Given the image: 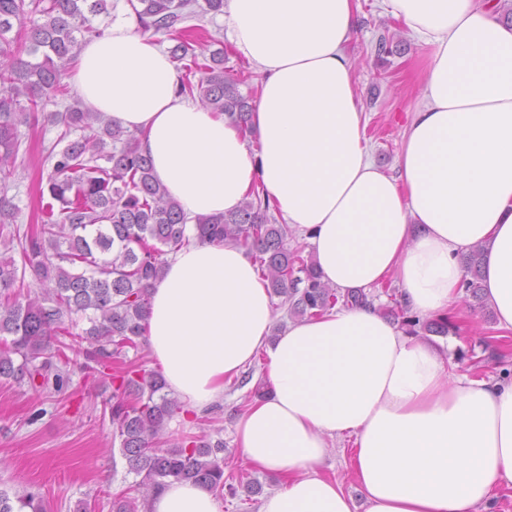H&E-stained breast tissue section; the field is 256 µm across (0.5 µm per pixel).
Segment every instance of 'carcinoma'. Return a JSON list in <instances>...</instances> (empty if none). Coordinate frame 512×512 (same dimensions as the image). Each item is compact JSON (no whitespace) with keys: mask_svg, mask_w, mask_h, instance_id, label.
I'll use <instances>...</instances> for the list:
<instances>
[{"mask_svg":"<svg viewBox=\"0 0 512 512\" xmlns=\"http://www.w3.org/2000/svg\"><path fill=\"white\" fill-rule=\"evenodd\" d=\"M129 2L141 33L165 36L174 42L170 57L191 59L201 73L196 82L181 81L180 91L247 129L253 110L251 96L241 91L247 77L224 67L222 49L198 63L200 45L192 37L191 21L224 13V0ZM106 13L107 0H0V166L17 160L21 127L41 119L63 126L46 156V219L20 234L19 208L8 185L0 187V248L20 247V260H0V379L56 393L76 367L111 379L112 396L103 406L144 490L142 500L112 499V512H141L147 496L170 480L193 481L224 497V439L202 434L160 447L177 400L164 392L160 372L128 358L144 341L149 289L163 276L168 255L192 237L244 245L293 315H322L340 301L348 307L374 302L362 289L337 292L321 279L313 258L288 248V227L274 223L263 188L253 187L236 211L199 216L190 228L136 135L78 100L62 112L45 111L70 93L65 74L82 40L100 34L93 19ZM481 258L478 246L465 255L473 278L462 283L479 305ZM29 276L39 288L22 303ZM384 315L401 319L410 334L422 329L446 336L450 330L445 320L423 321L403 308ZM78 316L89 323L81 333L73 331ZM24 509L44 512L37 495L0 490V512Z\"/></svg>","mask_w":512,"mask_h":512,"instance_id":"cac0c4a2","label":"carcinoma"}]
</instances>
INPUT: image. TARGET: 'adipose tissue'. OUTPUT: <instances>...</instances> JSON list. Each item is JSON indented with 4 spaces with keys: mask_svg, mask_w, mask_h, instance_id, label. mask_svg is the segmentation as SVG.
<instances>
[{
    "mask_svg": "<svg viewBox=\"0 0 512 512\" xmlns=\"http://www.w3.org/2000/svg\"><path fill=\"white\" fill-rule=\"evenodd\" d=\"M428 56L398 176L373 163L346 52L357 0H227L233 50L261 78L244 134L180 95L164 49L116 6L67 80L85 106L141 140L188 216L236 210L254 183L307 237L340 291L396 276L420 316L456 312L462 255L485 248L487 305L512 336V25L488 0H386ZM269 283L240 244L190 243L151 290L150 358L200 417L265 360L267 396L240 412L236 443L280 475L259 512H478L512 486V380L452 378L444 354L366 308L333 309L272 336ZM353 441L364 504L315 467ZM148 512H220L207 488L172 481Z\"/></svg>",
    "mask_w": 512,
    "mask_h": 512,
    "instance_id": "1",
    "label": "adipose tissue"
}]
</instances>
